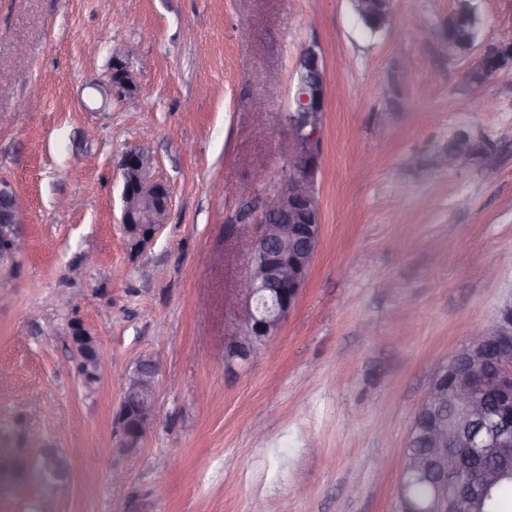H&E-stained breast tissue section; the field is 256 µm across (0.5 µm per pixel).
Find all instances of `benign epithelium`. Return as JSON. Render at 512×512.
I'll use <instances>...</instances> for the list:
<instances>
[{
	"instance_id": "7a95c632",
	"label": "benign epithelium",
	"mask_w": 512,
	"mask_h": 512,
	"mask_svg": "<svg viewBox=\"0 0 512 512\" xmlns=\"http://www.w3.org/2000/svg\"><path fill=\"white\" fill-rule=\"evenodd\" d=\"M293 94L284 123L291 133L288 169L272 183L270 201L260 207L259 231L251 247V265L240 292L246 317L225 328L224 348L217 361L229 369L260 352L274 338L305 286L322 243V225L303 221L316 203L314 192L323 138L328 75L316 47L298 58ZM116 98L135 89L126 63L116 59L110 77ZM153 162L140 148L123 155L122 220L125 245L138 256L165 223L171 196L168 186L151 175ZM19 204L13 189L0 185V255L9 260L8 274L25 248ZM77 368L86 384L104 374L107 362L97 340L77 319L69 334ZM160 361L140 359L124 392L122 404L133 424L116 421L124 448L132 453L150 431ZM450 404L452 417L433 411L426 430L428 448L402 468L401 478L429 475L432 500L422 512H463L483 502L488 492L512 477L494 460L512 457V304L505 305L488 327L463 348L436 365L420 409ZM64 475L42 492L44 512H53L56 495L68 484Z\"/></svg>"
}]
</instances>
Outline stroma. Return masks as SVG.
Listing matches in <instances>:
<instances>
[{"mask_svg":"<svg viewBox=\"0 0 512 512\" xmlns=\"http://www.w3.org/2000/svg\"><path fill=\"white\" fill-rule=\"evenodd\" d=\"M457 3L393 0L370 38L348 0H0V183L28 240L0 306V438L21 460L68 456L57 512H398L434 367L512 301V66L470 77L512 45V0H478L464 54L443 37ZM311 44L329 78L322 244L277 336L227 371L211 353L246 315L255 172L288 167L282 117ZM130 46L136 90L118 100ZM135 146L172 203L133 259L118 163ZM73 319L111 360L89 387ZM145 356L156 424L129 454L114 414ZM110 84L112 94L116 98H124L126 92L135 89V84L131 73L129 72L126 63L121 59H116L112 67V74L110 77Z\"/></svg>","mask_w":512,"mask_h":512,"instance_id":"35a3bbf8","label":"stroma"}]
</instances>
